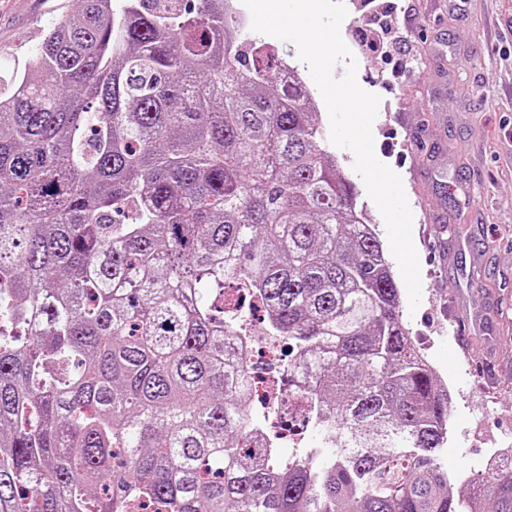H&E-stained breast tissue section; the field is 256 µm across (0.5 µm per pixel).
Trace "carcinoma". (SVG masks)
<instances>
[{
    "mask_svg": "<svg viewBox=\"0 0 512 512\" xmlns=\"http://www.w3.org/2000/svg\"><path fill=\"white\" fill-rule=\"evenodd\" d=\"M0 75V512H512L300 77L226 0H80ZM296 350L251 410L231 336ZM307 384L298 394L297 383ZM314 445L287 459L282 416Z\"/></svg>",
    "mask_w": 512,
    "mask_h": 512,
    "instance_id": "1",
    "label": "carcinoma"
}]
</instances>
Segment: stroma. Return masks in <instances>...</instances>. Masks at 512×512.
<instances>
[{
    "label": "stroma",
    "mask_w": 512,
    "mask_h": 512,
    "mask_svg": "<svg viewBox=\"0 0 512 512\" xmlns=\"http://www.w3.org/2000/svg\"><path fill=\"white\" fill-rule=\"evenodd\" d=\"M78 0H0V72L35 58L42 33ZM408 48L356 54V79L380 99L374 152L413 212L422 295L402 320L449 392L448 467L466 479L490 438L512 440V0H379ZM450 233L437 239V227ZM487 312L457 344L449 304Z\"/></svg>",
    "instance_id": "1"
}]
</instances>
